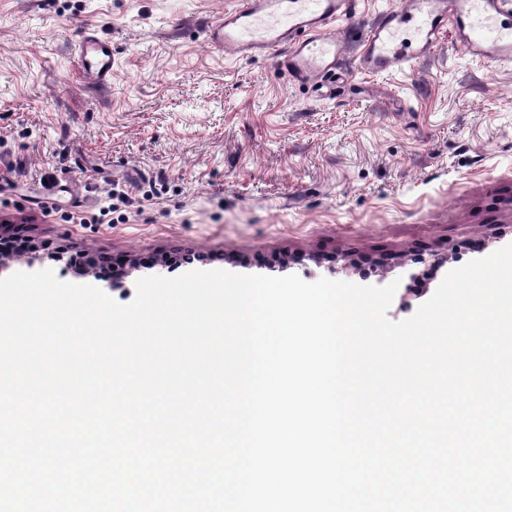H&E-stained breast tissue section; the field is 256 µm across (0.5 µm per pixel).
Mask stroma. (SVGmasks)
Segmentation results:
<instances>
[{"instance_id": "obj_1", "label": "stroma", "mask_w": 512, "mask_h": 512, "mask_svg": "<svg viewBox=\"0 0 512 512\" xmlns=\"http://www.w3.org/2000/svg\"><path fill=\"white\" fill-rule=\"evenodd\" d=\"M405 0H355L330 85L206 38L234 0H0V221L59 280L135 297L139 269H221L398 288L411 317L444 277L512 244V64L455 32L403 69L361 70ZM112 45L104 84L75 46ZM127 191L102 214L113 184ZM98 259L93 276L54 256ZM416 280H409V273Z\"/></svg>"}]
</instances>
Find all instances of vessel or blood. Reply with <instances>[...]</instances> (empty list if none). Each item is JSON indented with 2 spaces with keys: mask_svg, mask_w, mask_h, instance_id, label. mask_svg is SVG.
Segmentation results:
<instances>
[{
  "mask_svg": "<svg viewBox=\"0 0 512 512\" xmlns=\"http://www.w3.org/2000/svg\"><path fill=\"white\" fill-rule=\"evenodd\" d=\"M352 0H235L209 29L225 56L265 53L297 80L335 73L340 54L326 28L350 15ZM466 49L488 61L512 63V0H409L383 15L364 44V70L381 72L430 51L448 30ZM98 39L77 48L81 68L98 80L112 74V54Z\"/></svg>",
  "mask_w": 512,
  "mask_h": 512,
  "instance_id": "b4317fda",
  "label": "vessel or blood"
}]
</instances>
